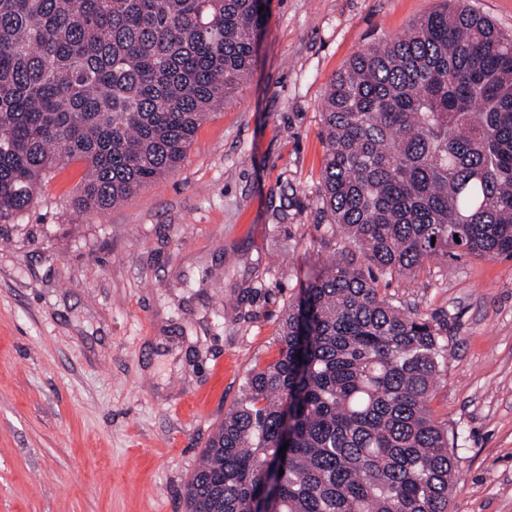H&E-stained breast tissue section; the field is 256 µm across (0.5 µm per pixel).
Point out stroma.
<instances>
[{
	"label": "stroma",
	"instance_id": "35a3bbf8",
	"mask_svg": "<svg viewBox=\"0 0 512 512\" xmlns=\"http://www.w3.org/2000/svg\"><path fill=\"white\" fill-rule=\"evenodd\" d=\"M442 4L267 0L250 76L178 167L77 218L75 162L0 224V512H185L289 302L355 252L318 201L331 79ZM378 285L448 326V512H512V259L451 250Z\"/></svg>",
	"mask_w": 512,
	"mask_h": 512
}]
</instances>
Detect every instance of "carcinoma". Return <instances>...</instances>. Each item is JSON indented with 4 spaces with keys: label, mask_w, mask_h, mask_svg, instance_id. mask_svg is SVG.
Masks as SVG:
<instances>
[{
    "label": "carcinoma",
    "mask_w": 512,
    "mask_h": 512,
    "mask_svg": "<svg viewBox=\"0 0 512 512\" xmlns=\"http://www.w3.org/2000/svg\"><path fill=\"white\" fill-rule=\"evenodd\" d=\"M263 24L256 0H0V223L73 162L78 213L176 168ZM323 134L318 201L378 275L343 258L300 290L186 512H448L454 438L429 409L448 332L377 276L448 249L512 258V36L451 0L353 56Z\"/></svg>",
    "instance_id": "obj_1"
}]
</instances>
